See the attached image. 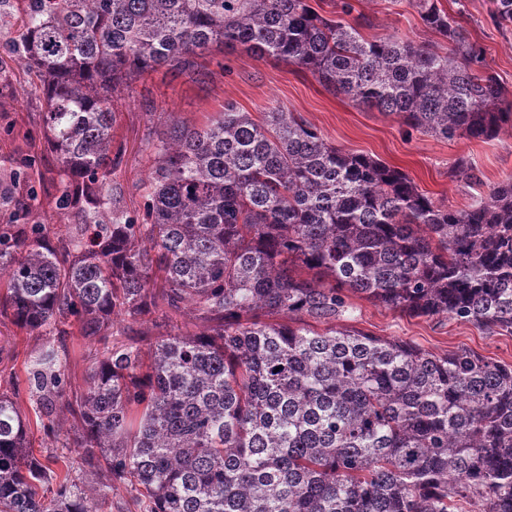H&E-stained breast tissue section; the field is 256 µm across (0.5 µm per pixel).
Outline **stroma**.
I'll list each match as a JSON object with an SVG mask.
<instances>
[{
	"mask_svg": "<svg viewBox=\"0 0 512 512\" xmlns=\"http://www.w3.org/2000/svg\"><path fill=\"white\" fill-rule=\"evenodd\" d=\"M440 2L484 49L499 81L512 89V30L495 25L493 0H465L462 12L454 0ZM356 8L371 22L364 30L368 38L407 37L432 46L439 42L424 26L412 0H358ZM228 103L255 116L279 107L296 112L330 144L398 168L420 192L452 209L467 208L480 194L479 189L452 176L458 160L471 163L484 186L512 179V131L484 142L464 137L438 140L407 129L396 117L334 94L296 65L244 53H216L201 58L194 72L163 68L115 98L117 125L112 147L121 151L122 157L112 170L111 186L118 205L131 213L141 209L150 156L173 124L204 123ZM45 109L42 96L27 88L21 66L12 62L0 71V171H10L18 157L38 159L26 179L0 182V224L8 223L14 209L34 194L38 200L31 221L47 224L52 236L58 237L69 231L75 217L57 206L54 186L60 179V167L55 155L45 148ZM354 304L353 328L370 335L407 341L437 354L468 349L512 363V335L488 334L444 316L413 317L359 298ZM42 342L39 333L19 330L6 320L0 322V391L7 389L10 379L25 381L26 361Z\"/></svg>",
	"mask_w": 512,
	"mask_h": 512,
	"instance_id": "obj_1",
	"label": "stroma"
}]
</instances>
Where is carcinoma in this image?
<instances>
[{
    "label": "carcinoma",
    "mask_w": 512,
    "mask_h": 512,
    "mask_svg": "<svg viewBox=\"0 0 512 512\" xmlns=\"http://www.w3.org/2000/svg\"><path fill=\"white\" fill-rule=\"evenodd\" d=\"M413 6L446 46L370 40L354 0H17L10 60L81 222L53 240L20 209L0 230V316L53 333L26 363L35 419L0 393V512H110L114 481L139 512H512V364L335 324L358 297L512 335L511 179L451 209L293 112L228 103L171 128L142 215L109 191L114 94L211 49L306 69L424 135L495 138L512 91L440 0ZM493 19L512 27V0ZM453 176L482 184L468 162ZM156 287L204 330L142 349ZM117 320L125 341L73 391L69 328L104 341ZM34 429L76 457L47 468Z\"/></svg>",
    "instance_id": "obj_1"
}]
</instances>
